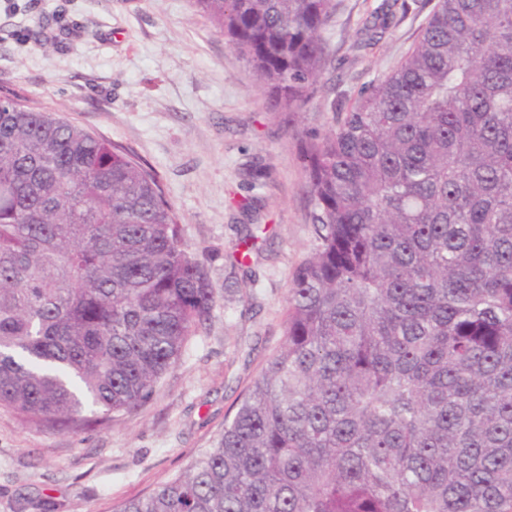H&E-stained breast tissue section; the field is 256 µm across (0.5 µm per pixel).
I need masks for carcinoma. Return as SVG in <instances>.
I'll return each mask as SVG.
<instances>
[{
  "instance_id": "cac0c4a2",
  "label": "carcinoma",
  "mask_w": 512,
  "mask_h": 512,
  "mask_svg": "<svg viewBox=\"0 0 512 512\" xmlns=\"http://www.w3.org/2000/svg\"><path fill=\"white\" fill-rule=\"evenodd\" d=\"M193 6L276 108L309 104L333 0ZM331 109L299 139L316 246L282 347L212 447L115 512H512V0H437ZM215 304L151 170L0 99L1 408L72 434L132 412Z\"/></svg>"
}]
</instances>
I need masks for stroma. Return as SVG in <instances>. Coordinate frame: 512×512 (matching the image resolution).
Returning a JSON list of instances; mask_svg holds the SVG:
<instances>
[{"label": "stroma", "mask_w": 512, "mask_h": 512, "mask_svg": "<svg viewBox=\"0 0 512 512\" xmlns=\"http://www.w3.org/2000/svg\"><path fill=\"white\" fill-rule=\"evenodd\" d=\"M334 2L329 80L288 114L190 0H0V97L150 166L217 298L153 399L111 425L49 432L0 408V512H113L147 495L212 446L281 347L292 273L315 246L298 138L395 67L437 0H406L370 46L361 29L383 0Z\"/></svg>", "instance_id": "35a3bbf8"}]
</instances>
